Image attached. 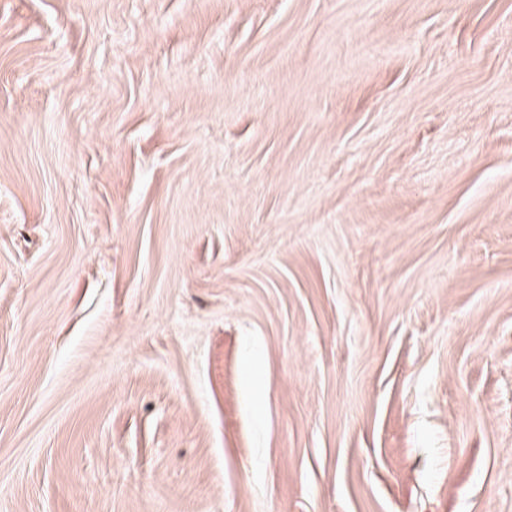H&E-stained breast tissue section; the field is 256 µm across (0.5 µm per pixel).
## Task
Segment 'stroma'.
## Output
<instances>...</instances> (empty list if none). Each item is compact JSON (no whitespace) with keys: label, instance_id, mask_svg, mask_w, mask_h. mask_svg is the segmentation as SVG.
<instances>
[{"label":"stroma","instance_id":"1","mask_svg":"<svg viewBox=\"0 0 512 512\" xmlns=\"http://www.w3.org/2000/svg\"><path fill=\"white\" fill-rule=\"evenodd\" d=\"M0 512H512V0H0Z\"/></svg>","mask_w":512,"mask_h":512}]
</instances>
